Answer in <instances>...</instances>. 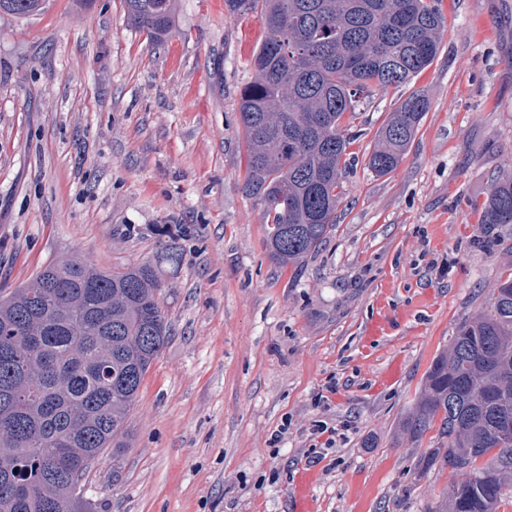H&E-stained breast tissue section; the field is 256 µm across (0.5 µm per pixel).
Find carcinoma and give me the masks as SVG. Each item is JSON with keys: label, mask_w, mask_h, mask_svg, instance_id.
Listing matches in <instances>:
<instances>
[{"label": "carcinoma", "mask_w": 512, "mask_h": 512, "mask_svg": "<svg viewBox=\"0 0 512 512\" xmlns=\"http://www.w3.org/2000/svg\"><path fill=\"white\" fill-rule=\"evenodd\" d=\"M438 0H225L258 11L266 38L240 94L247 168L242 190L264 207V243L282 268L326 241L343 200L352 135L341 125L380 86L409 82L440 48ZM45 0H0L30 18ZM131 24L172 29L175 0H125ZM430 102L408 95L378 129L366 166L378 176L404 159ZM482 223L512 224V174L498 176ZM149 263L106 271L62 259L0 294V512H78L83 480L106 449L117 472L139 388L172 335ZM512 280L492 289L427 370L403 434L434 426L448 439L416 463L468 469L433 512H499L512 487Z\"/></svg>", "instance_id": "1"}]
</instances>
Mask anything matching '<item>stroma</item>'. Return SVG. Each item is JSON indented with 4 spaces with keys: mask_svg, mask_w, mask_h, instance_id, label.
I'll return each instance as SVG.
<instances>
[{
    "mask_svg": "<svg viewBox=\"0 0 512 512\" xmlns=\"http://www.w3.org/2000/svg\"><path fill=\"white\" fill-rule=\"evenodd\" d=\"M439 7L433 64L356 108L336 226L294 269L270 259L263 208L242 192L239 96L266 37L260 13L177 0L161 42L130 24L124 0L0 13V288L67 257L149 261L172 327L121 470L101 457L82 512H293L310 462L318 512H435L466 479L418 474L446 441L400 423L434 358L512 273V224L481 222L492 180L512 172V0ZM419 90L430 108L412 146L375 176L376 130ZM173 243L177 263L164 256ZM383 309L395 332L366 336ZM323 422L345 437L316 450Z\"/></svg>",
    "mask_w": 512,
    "mask_h": 512,
    "instance_id": "1",
    "label": "stroma"
}]
</instances>
